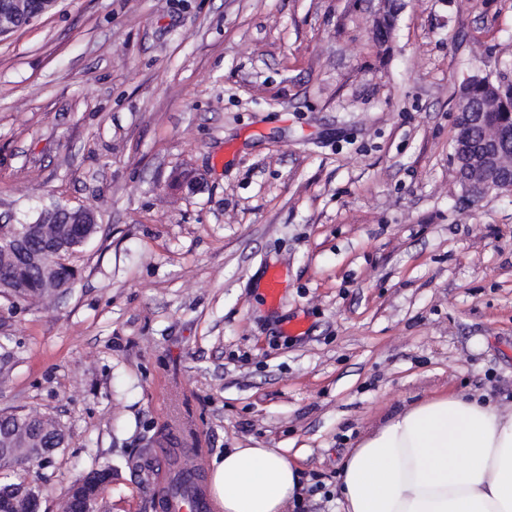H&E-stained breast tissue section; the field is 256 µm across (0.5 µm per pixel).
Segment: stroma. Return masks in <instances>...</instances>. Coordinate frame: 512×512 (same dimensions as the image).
<instances>
[{"label": "stroma", "instance_id": "1", "mask_svg": "<svg viewBox=\"0 0 512 512\" xmlns=\"http://www.w3.org/2000/svg\"><path fill=\"white\" fill-rule=\"evenodd\" d=\"M379 8L59 0L0 37V219L99 222L70 288L0 294V413L64 433L42 512L106 462L96 512H153L166 448L280 449L303 512H340L406 404L512 405V195L471 200L453 160L464 78L512 77V0H405L386 43Z\"/></svg>", "mask_w": 512, "mask_h": 512}]
</instances>
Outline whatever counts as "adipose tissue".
Returning a JSON list of instances; mask_svg holds the SVG:
<instances>
[{"label": "adipose tissue", "instance_id": "obj_1", "mask_svg": "<svg viewBox=\"0 0 512 512\" xmlns=\"http://www.w3.org/2000/svg\"><path fill=\"white\" fill-rule=\"evenodd\" d=\"M300 471L273 448L215 458L222 512H285ZM343 512H512V408L453 393L418 401L368 431L339 472Z\"/></svg>", "mask_w": 512, "mask_h": 512}]
</instances>
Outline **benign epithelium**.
<instances>
[{
  "instance_id": "7a95c632",
  "label": "benign epithelium",
  "mask_w": 512,
  "mask_h": 512,
  "mask_svg": "<svg viewBox=\"0 0 512 512\" xmlns=\"http://www.w3.org/2000/svg\"><path fill=\"white\" fill-rule=\"evenodd\" d=\"M58 0H42L41 10L30 13L29 0H0V36L15 29V23L27 16L29 20L53 9ZM484 102L466 93L459 98L456 123L459 129L453 159L468 196L481 199L493 191L512 194V122H503L491 133L483 131ZM53 224H95L96 215L84 208L52 204L46 208ZM4 249L26 266H36L47 273L67 265L71 248L67 240L55 238L43 249L32 251L26 236L10 226L0 227V250Z\"/></svg>"
}]
</instances>
